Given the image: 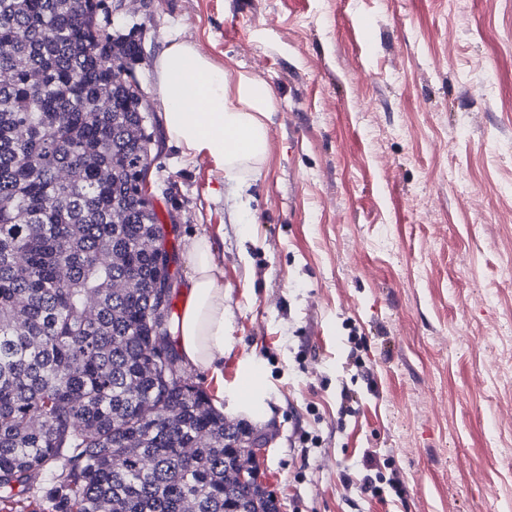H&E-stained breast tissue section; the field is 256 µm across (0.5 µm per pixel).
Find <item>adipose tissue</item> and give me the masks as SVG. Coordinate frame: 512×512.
Returning <instances> with one entry per match:
<instances>
[{"label":"adipose tissue","mask_w":512,"mask_h":512,"mask_svg":"<svg viewBox=\"0 0 512 512\" xmlns=\"http://www.w3.org/2000/svg\"><path fill=\"white\" fill-rule=\"evenodd\" d=\"M157 67L166 132L182 153L208 157L229 182L247 169L260 173L276 109L271 88L249 72L229 73L186 42L170 43ZM188 262L187 300L168 333L185 366L216 374L224 357V271L208 235L191 239Z\"/></svg>","instance_id":"adipose-tissue-1"}]
</instances>
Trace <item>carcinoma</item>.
<instances>
[{
	"mask_svg": "<svg viewBox=\"0 0 512 512\" xmlns=\"http://www.w3.org/2000/svg\"><path fill=\"white\" fill-rule=\"evenodd\" d=\"M100 6L0 0V500L279 512L246 446L261 437L173 377L166 230L142 194L156 160L142 48L112 39Z\"/></svg>",
	"mask_w": 512,
	"mask_h": 512,
	"instance_id": "cac0c4a2",
	"label": "carcinoma"
}]
</instances>
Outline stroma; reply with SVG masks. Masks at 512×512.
Here are the masks:
<instances>
[{"label": "stroma", "instance_id": "35a3bbf8", "mask_svg": "<svg viewBox=\"0 0 512 512\" xmlns=\"http://www.w3.org/2000/svg\"><path fill=\"white\" fill-rule=\"evenodd\" d=\"M99 16L142 43L175 306L194 235L224 268L221 372L193 380L233 399L241 363L260 368L280 512H512V0H103ZM175 40L275 93L242 184L167 137L157 60ZM366 454L401 492L363 491Z\"/></svg>", "mask_w": 512, "mask_h": 512}]
</instances>
